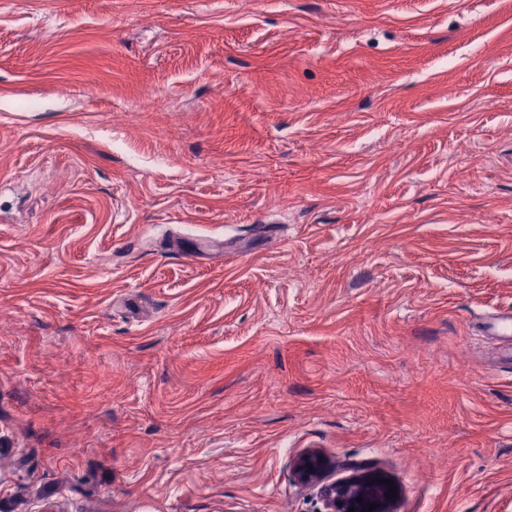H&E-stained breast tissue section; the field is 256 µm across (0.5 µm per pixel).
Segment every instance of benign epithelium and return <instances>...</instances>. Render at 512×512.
Here are the masks:
<instances>
[{"label": "benign epithelium", "instance_id": "benign-epithelium-1", "mask_svg": "<svg viewBox=\"0 0 512 512\" xmlns=\"http://www.w3.org/2000/svg\"><path fill=\"white\" fill-rule=\"evenodd\" d=\"M334 463L317 450H307L294 461L297 479L318 489L324 512H366L368 505L378 504L372 512H396L399 497L389 495L390 486L384 480L390 475L376 465L356 467L339 480L330 478ZM362 498L357 502L356 498Z\"/></svg>", "mask_w": 512, "mask_h": 512}]
</instances>
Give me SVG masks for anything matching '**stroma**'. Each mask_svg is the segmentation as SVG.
I'll list each match as a JSON object with an SVG mask.
<instances>
[{
  "label": "stroma",
  "mask_w": 512,
  "mask_h": 512,
  "mask_svg": "<svg viewBox=\"0 0 512 512\" xmlns=\"http://www.w3.org/2000/svg\"><path fill=\"white\" fill-rule=\"evenodd\" d=\"M506 308L512 0H0V512H512ZM479 332L483 336H509L512 334V312L489 313L479 326ZM293 467L301 483L318 489L325 512H349L350 508L353 512H396L400 488L394 481L396 497L389 495L391 486L378 480L394 479L376 465L356 467L342 479H331L334 463L320 451L307 450L296 458ZM357 497H362V503L356 501ZM372 503L378 507L368 511Z\"/></svg>",
  "instance_id": "stroma-1"
}]
</instances>
